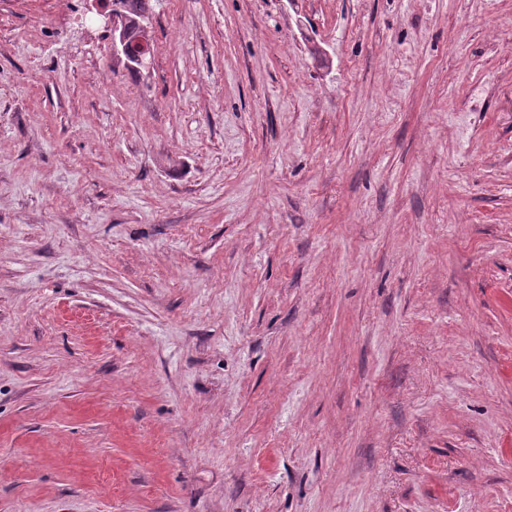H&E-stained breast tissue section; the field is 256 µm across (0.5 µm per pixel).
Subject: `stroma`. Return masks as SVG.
<instances>
[{
	"instance_id": "35a3bbf8",
	"label": "stroma",
	"mask_w": 512,
	"mask_h": 512,
	"mask_svg": "<svg viewBox=\"0 0 512 512\" xmlns=\"http://www.w3.org/2000/svg\"><path fill=\"white\" fill-rule=\"evenodd\" d=\"M0 0V512H512V0ZM89 11L95 10L102 17L103 28L111 40L112 56L127 68L140 70L150 64L151 58L145 56V47L136 51L130 41L128 29L124 22V12L119 7L104 8L98 0H90Z\"/></svg>"
}]
</instances>
